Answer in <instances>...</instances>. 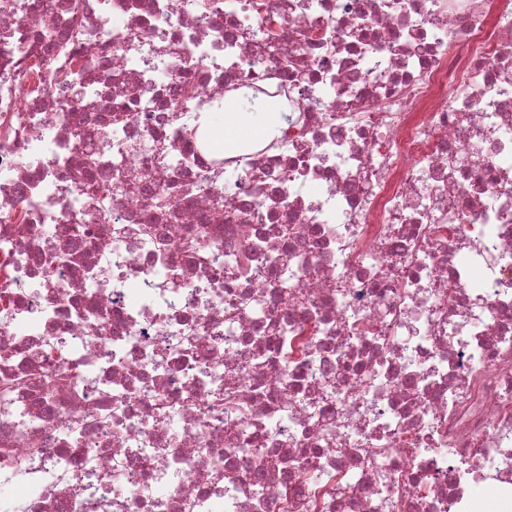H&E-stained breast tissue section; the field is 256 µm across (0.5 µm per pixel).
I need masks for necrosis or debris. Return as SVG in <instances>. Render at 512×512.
<instances>
[{
    "mask_svg": "<svg viewBox=\"0 0 512 512\" xmlns=\"http://www.w3.org/2000/svg\"><path fill=\"white\" fill-rule=\"evenodd\" d=\"M228 96L287 118L214 153ZM486 485L512 512V0H0V512Z\"/></svg>",
    "mask_w": 512,
    "mask_h": 512,
    "instance_id": "1",
    "label": "necrosis or debris"
}]
</instances>
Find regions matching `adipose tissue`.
<instances>
[{
    "instance_id": "adipose-tissue-1",
    "label": "adipose tissue",
    "mask_w": 512,
    "mask_h": 512,
    "mask_svg": "<svg viewBox=\"0 0 512 512\" xmlns=\"http://www.w3.org/2000/svg\"><path fill=\"white\" fill-rule=\"evenodd\" d=\"M223 131L213 138L216 147L225 149L231 140L246 143L270 136L281 123L276 105L271 103L249 104L242 100L228 99L223 107Z\"/></svg>"
}]
</instances>
